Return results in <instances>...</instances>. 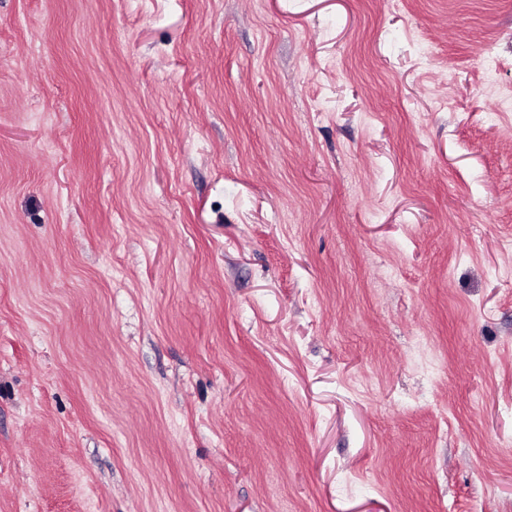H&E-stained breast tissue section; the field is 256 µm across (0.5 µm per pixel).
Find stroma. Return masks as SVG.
<instances>
[{"label": "stroma", "instance_id": "stroma-1", "mask_svg": "<svg viewBox=\"0 0 512 512\" xmlns=\"http://www.w3.org/2000/svg\"><path fill=\"white\" fill-rule=\"evenodd\" d=\"M0 512H512V0H0Z\"/></svg>", "mask_w": 512, "mask_h": 512}]
</instances>
